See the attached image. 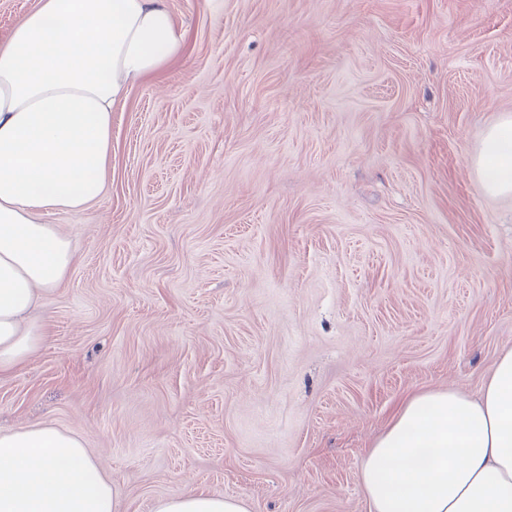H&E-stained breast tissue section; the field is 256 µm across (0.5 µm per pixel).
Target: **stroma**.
Instances as JSON below:
<instances>
[{
  "instance_id": "stroma-1",
  "label": "stroma",
  "mask_w": 512,
  "mask_h": 512,
  "mask_svg": "<svg viewBox=\"0 0 512 512\" xmlns=\"http://www.w3.org/2000/svg\"><path fill=\"white\" fill-rule=\"evenodd\" d=\"M166 0L182 53L112 114L73 266L0 376V429L77 433L120 512L187 491L367 512L412 394L512 347V195L471 159L512 114V0Z\"/></svg>"
}]
</instances>
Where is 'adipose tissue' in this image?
<instances>
[{"instance_id":"1","label":"adipose tissue","mask_w":512,"mask_h":512,"mask_svg":"<svg viewBox=\"0 0 512 512\" xmlns=\"http://www.w3.org/2000/svg\"><path fill=\"white\" fill-rule=\"evenodd\" d=\"M165 0H38L0 41V375L42 331L31 310L68 275L70 238L46 215L105 191L112 112L181 50ZM485 190L512 195V117L474 159ZM368 512H512V348L478 396L424 390L397 410L360 470ZM0 512H119L114 483L78 434L0 430ZM152 512H248L243 499L183 493Z\"/></svg>"}]
</instances>
